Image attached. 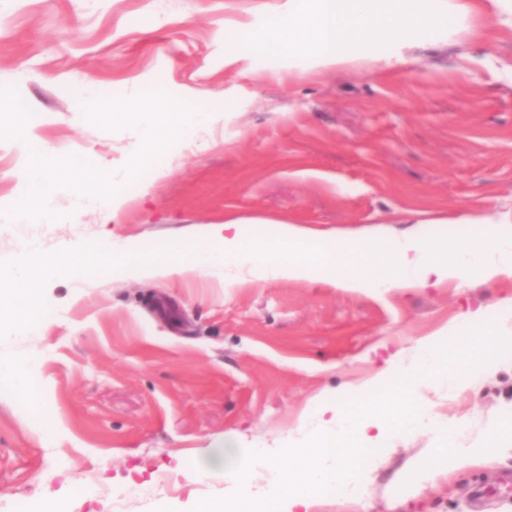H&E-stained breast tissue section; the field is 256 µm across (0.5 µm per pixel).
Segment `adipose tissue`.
Instances as JSON below:
<instances>
[{
    "instance_id": "adipose-tissue-1",
    "label": "adipose tissue",
    "mask_w": 512,
    "mask_h": 512,
    "mask_svg": "<svg viewBox=\"0 0 512 512\" xmlns=\"http://www.w3.org/2000/svg\"><path fill=\"white\" fill-rule=\"evenodd\" d=\"M509 10L512 0H283L262 26L225 28L224 62L271 61L291 74L366 68L376 41L406 48L438 39L475 40L482 35L477 18ZM38 360L34 353L0 364V378L11 380L34 409L43 399L31 376Z\"/></svg>"
}]
</instances>
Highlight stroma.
I'll return each mask as SVG.
<instances>
[{"instance_id": "35a3bbf8", "label": "stroma", "mask_w": 512, "mask_h": 512, "mask_svg": "<svg viewBox=\"0 0 512 512\" xmlns=\"http://www.w3.org/2000/svg\"><path fill=\"white\" fill-rule=\"evenodd\" d=\"M278 0H0V85L32 110L51 151L121 179L141 139L86 120L68 92L95 74L103 97H133L145 78L226 100L205 144L166 151L110 219L55 199L58 220L12 224L19 155L0 142V260L84 241L151 244L261 217L352 234L486 237L512 226V18L484 19L482 40L372 46L375 63L302 76L224 63L225 28L262 22ZM56 317L38 334L0 337V363L39 352L40 417L0 380V512H191L224 494L223 475L188 478L212 449L272 452L297 443L304 411L375 372L374 351L411 356L419 339L512 317V277L471 274L431 288L352 292L287 280L165 281L119 275L48 282ZM432 417L480 455L452 474H421L439 431L393 441L360 495L313 512H512V360L456 395L429 389ZM52 426L58 444L42 439Z\"/></svg>"}]
</instances>
